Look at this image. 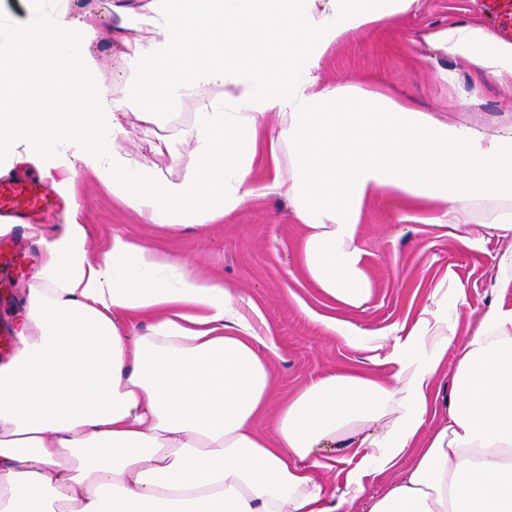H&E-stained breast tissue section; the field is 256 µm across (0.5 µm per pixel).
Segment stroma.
<instances>
[{
  "mask_svg": "<svg viewBox=\"0 0 512 512\" xmlns=\"http://www.w3.org/2000/svg\"><path fill=\"white\" fill-rule=\"evenodd\" d=\"M478 2L421 0L416 11L398 16L392 24L335 46L325 59L323 75L340 86L399 97L440 117L459 116L474 125H510L512 101L500 98L489 81L483 85L479 111L461 114L450 107L448 88L438 78L449 60L424 40L425 34L447 26L464 11H478ZM194 110L192 102L179 104L175 123L159 137L145 133L136 115L127 113L122 118L125 135L121 145L146 163L164 165L165 158L154 152V144L163 138L191 151L185 132ZM56 192L77 205L78 219L87 225L96 246H104L115 228L154 239L162 256L186 260L200 276L223 277L253 299L279 348L278 357L272 360L271 383L279 400L310 378L337 367L375 369L384 377L392 372L391 366H375V351L327 330L319 315L336 316L365 332L390 330L416 307L404 283L424 292L459 287L466 297L465 305L456 311L457 334L462 337L478 325L499 297L512 300V288L502 293L494 286L493 257L500 243L491 242L486 252L475 253L445 230L404 221L402 202L387 191L366 207L360 223L365 268L373 287V297L363 310L333 307L294 273L293 258L303 227L294 223L283 199L256 198L218 223L166 234L140 223L85 170H77L72 184L57 187ZM0 247L19 254L14 274L0 276V327L12 331L16 328L13 314L26 296L41 249L20 226L0 237Z\"/></svg>",
  "mask_w": 512,
  "mask_h": 512,
  "instance_id": "1",
  "label": "stroma"
}]
</instances>
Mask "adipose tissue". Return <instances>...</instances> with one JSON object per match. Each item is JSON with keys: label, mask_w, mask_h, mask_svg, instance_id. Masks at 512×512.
Listing matches in <instances>:
<instances>
[{"label": "adipose tissue", "mask_w": 512, "mask_h": 512, "mask_svg": "<svg viewBox=\"0 0 512 512\" xmlns=\"http://www.w3.org/2000/svg\"><path fill=\"white\" fill-rule=\"evenodd\" d=\"M22 3L23 17L0 11V176L82 168L165 231L286 199L304 228L301 273L354 310L373 296L361 216L388 191L468 249L505 243L497 279L512 288V125L441 120L322 76L331 46L418 0ZM104 19L120 85L73 51ZM425 40L452 62L443 84L456 88L464 66L512 99V42L483 21ZM185 98L197 102L190 155L165 142L160 167L121 148L125 113L153 133ZM264 323L234 285L161 257L154 241L116 229L96 250L68 217L44 243L15 351L0 362V512H350L361 501L366 512H512V305H491L459 342L448 296L433 289L397 337L372 336L390 378L344 367L279 402ZM451 356V401L421 436ZM262 417L273 437L256 433ZM406 458L398 480L369 492L368 477Z\"/></svg>", "instance_id": "obj_1"}]
</instances>
